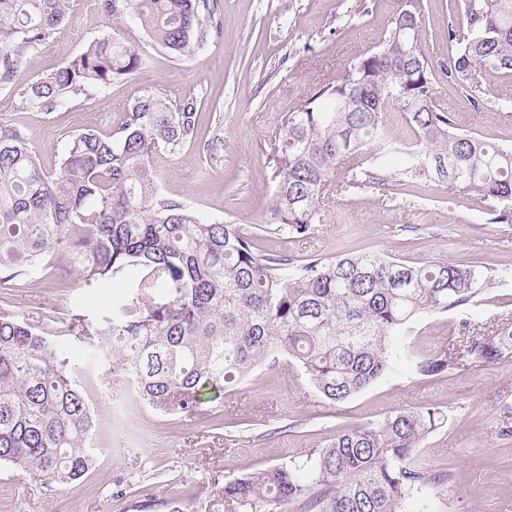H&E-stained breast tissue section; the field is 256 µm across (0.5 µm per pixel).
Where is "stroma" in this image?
I'll use <instances>...</instances> for the list:
<instances>
[{
	"mask_svg": "<svg viewBox=\"0 0 512 512\" xmlns=\"http://www.w3.org/2000/svg\"><path fill=\"white\" fill-rule=\"evenodd\" d=\"M103 0H68L69 23L46 44L25 50L13 85L0 89V119L26 134L42 167L56 171L69 137L84 128L107 134L146 94L171 104L197 96L198 145L177 154L158 150L159 185L187 199L205 217L256 229L266 253L334 256L349 249L392 254L413 264L475 262L491 276L465 310L424 316L408 343L431 355L459 348L463 319L492 328L512 318V224H491L481 205L430 183L381 199L372 189L338 196L311 242L263 232L273 220L270 142L282 113L293 110L315 80H332L390 28L396 0H217L221 27L194 56L180 59L154 47L129 16L111 17ZM422 26L434 66L448 61V0H424ZM112 34L141 47L146 64L132 77L80 95L53 112H24L13 90L34 82ZM486 103L473 107L439 81L437 95L458 128L512 146V78L491 81ZM221 136L216 154L201 143ZM130 295L125 273L89 290L60 264L52 278L33 273L5 307L19 321L49 326L56 344L74 345L72 318L96 324ZM95 417L99 447L80 480L61 485L43 475L0 466V512H224V480L275 465L326 444L344 426L434 405L448 421L420 456L446 476L441 492L422 491L430 512H501L512 504V360L465 365L426 378L401 369L343 403L317 392L294 363L263 370L250 383L204 399L196 412L163 413L131 395L111 360L78 372Z\"/></svg>",
	"mask_w": 512,
	"mask_h": 512,
	"instance_id": "stroma-1",
	"label": "stroma"
}]
</instances>
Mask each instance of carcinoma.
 <instances>
[{
	"label": "carcinoma",
	"instance_id": "1",
	"mask_svg": "<svg viewBox=\"0 0 512 512\" xmlns=\"http://www.w3.org/2000/svg\"><path fill=\"white\" fill-rule=\"evenodd\" d=\"M216 0H104L132 17L177 58L205 45ZM423 0H398L393 25L373 50L332 81H318L284 113L270 144L275 222L268 232L314 238L335 197L439 182L484 203L490 224L512 223V148L458 131L436 95L441 77L473 105L493 76L512 77V0H448V63L435 71L416 37ZM68 21L66 0H0V88L35 47ZM146 62L110 34L65 65L15 91L21 110L53 112L91 89L129 78ZM198 98L179 105L147 94L103 135L66 143L60 173L43 171L26 135L0 119V288L63 257L86 288L124 271L133 291L95 332L74 318L86 348L112 344L139 400L191 413L204 391L222 393L285 359L319 394L342 403L398 369L431 377L465 361L512 358V321L462 349L419 355L408 325L463 307L489 280L477 265H412L355 250L306 259L259 251L238 224L205 218L157 184L152 153L197 138ZM445 423L437 407L403 410L345 428L301 457L224 480L225 512H422L424 488L444 478L417 455ZM94 416L71 364L44 328L0 310V463L59 484L95 459Z\"/></svg>",
	"mask_w": 512,
	"mask_h": 512
}]
</instances>
